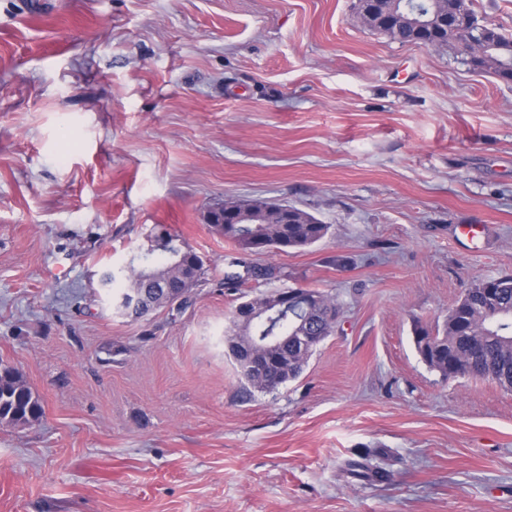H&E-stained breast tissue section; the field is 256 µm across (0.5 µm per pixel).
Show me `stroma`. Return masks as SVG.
Wrapping results in <instances>:
<instances>
[{
  "mask_svg": "<svg viewBox=\"0 0 512 512\" xmlns=\"http://www.w3.org/2000/svg\"><path fill=\"white\" fill-rule=\"evenodd\" d=\"M355 2L0 0V365L44 406L0 423V512H512V392L414 343L512 274V82ZM231 198L330 233L226 289L205 216ZM164 232L204 279L116 314L101 274ZM300 287L341 321L250 390L225 352L238 295ZM368 452L386 477L350 473Z\"/></svg>",
  "mask_w": 512,
  "mask_h": 512,
  "instance_id": "obj_1",
  "label": "stroma"
}]
</instances>
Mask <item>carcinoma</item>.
Segmentation results:
<instances>
[{
	"instance_id": "obj_1",
	"label": "carcinoma",
	"mask_w": 512,
	"mask_h": 512,
	"mask_svg": "<svg viewBox=\"0 0 512 512\" xmlns=\"http://www.w3.org/2000/svg\"><path fill=\"white\" fill-rule=\"evenodd\" d=\"M383 6L382 15L392 23L380 21L368 29L386 34L401 44L416 42L413 17L393 6L403 0H376ZM436 14L464 11L470 25L464 29L448 26L439 29L437 45H453L467 57V62L481 69H490L499 76L512 71V39L486 22L479 23L472 0H434ZM249 214L247 224H214L212 228L224 235L235 248L244 253L255 241L260 250L286 251L310 247L329 233L324 224L310 213L292 205L268 201L238 202ZM155 250L162 253L153 269L138 265L142 256L131 257L126 267L127 287L123 294L137 293L144 307L133 311L142 317L166 307L171 302L169 289L182 288L186 278L200 281L205 275L203 262L192 251H183L173 239H157ZM308 306H292L259 321L247 334H239L238 367L246 384L258 391H273L297 379L316 348L335 329L342 315L341 304L334 298L311 291ZM276 292L248 297L235 310L267 306ZM288 331V353L264 350L265 341ZM415 344L422 361L443 377H469L490 380L499 386L512 379V276L474 281L448 312L442 329L430 332L415 330ZM44 413L42 402L13 369L0 368V422L27 425Z\"/></svg>"
}]
</instances>
